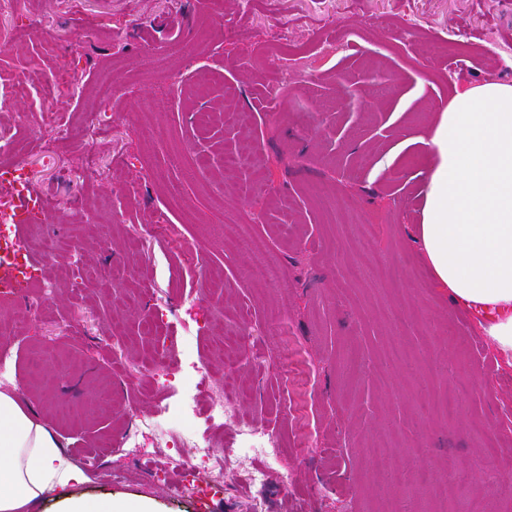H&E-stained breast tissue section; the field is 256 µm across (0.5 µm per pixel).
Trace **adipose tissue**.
<instances>
[{"label":"adipose tissue","instance_id":"obj_1","mask_svg":"<svg viewBox=\"0 0 512 512\" xmlns=\"http://www.w3.org/2000/svg\"><path fill=\"white\" fill-rule=\"evenodd\" d=\"M420 240L438 288L486 322L512 361V84L455 88L428 141ZM87 473L14 393L0 390V512H156L148 500L81 493Z\"/></svg>","mask_w":512,"mask_h":512}]
</instances>
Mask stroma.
<instances>
[{"label": "stroma", "mask_w": 512, "mask_h": 512, "mask_svg": "<svg viewBox=\"0 0 512 512\" xmlns=\"http://www.w3.org/2000/svg\"><path fill=\"white\" fill-rule=\"evenodd\" d=\"M508 56L512 0H8L0 135L24 153L0 164L19 162L42 191L68 251L48 305L0 303V353L17 369L0 389L90 471L83 493L203 512L151 478L178 472L144 388L177 432L200 426L181 404L210 400L206 374L251 390L233 404L279 435L292 476L270 472L254 495L234 427L217 430L222 512H382L374 472L421 456L449 512L463 494L512 512V367L437 288L417 240L424 140L454 85L512 83ZM31 68L52 97L13 96L11 78ZM62 125L87 135L59 137ZM365 224L379 227L367 242ZM114 264L137 297L98 278ZM260 264L274 272L264 288L250 279ZM231 332L246 355L228 366ZM398 340L419 354L413 372L381 358ZM158 346L168 366L145 367ZM130 411L147 422L138 456L100 448ZM451 458L471 480H450Z\"/></svg>", "instance_id": "1"}]
</instances>
